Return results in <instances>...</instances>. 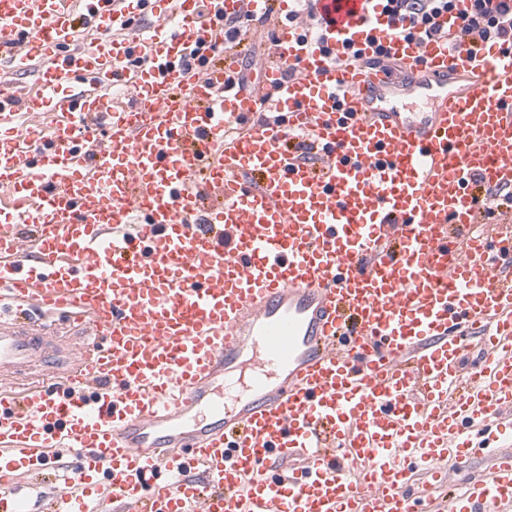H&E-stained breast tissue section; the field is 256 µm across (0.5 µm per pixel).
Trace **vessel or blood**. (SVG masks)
<instances>
[{
  "instance_id": "1",
  "label": "vessel or blood",
  "mask_w": 512,
  "mask_h": 512,
  "mask_svg": "<svg viewBox=\"0 0 512 512\" xmlns=\"http://www.w3.org/2000/svg\"><path fill=\"white\" fill-rule=\"evenodd\" d=\"M146 3L0 0V512H512V52L318 0L249 92L267 0ZM273 11V7L270 6L262 16L255 15L248 9H242L239 12L224 15V52H228L224 54V56L235 58L239 66L241 65L242 59L247 61V63L248 61H253L255 67H257L258 70H262L263 65L270 60L268 57L270 56L269 53L267 56V53L263 54V49H261V51L257 50L255 54L248 55V58H244L246 51L244 54L243 52H238L240 54H237V51L233 50L237 48H239L238 51L242 50L240 47L245 42V38L246 42L243 44V47L247 46L248 49L253 50L250 46L251 43L255 42L256 37H252V35L248 33L257 30L258 27H264L267 22L270 21ZM54 481L55 476L51 470L30 474L23 480L29 512H41L46 499L55 495Z\"/></svg>"
}]
</instances>
